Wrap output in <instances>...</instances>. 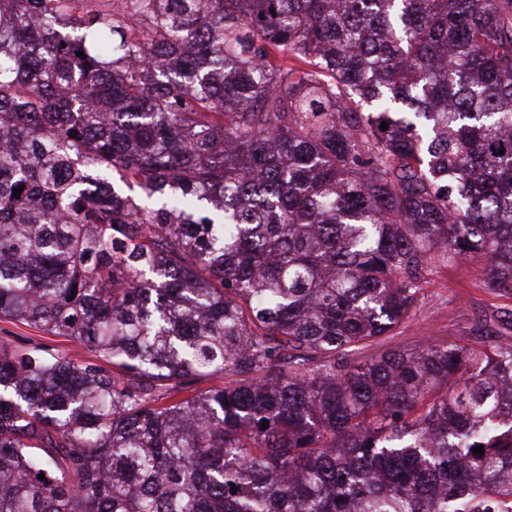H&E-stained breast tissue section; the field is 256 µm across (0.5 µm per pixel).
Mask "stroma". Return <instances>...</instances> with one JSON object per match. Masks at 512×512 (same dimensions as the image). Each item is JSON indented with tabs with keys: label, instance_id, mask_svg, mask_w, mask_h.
I'll return each mask as SVG.
<instances>
[{
	"label": "stroma",
	"instance_id": "obj_1",
	"mask_svg": "<svg viewBox=\"0 0 512 512\" xmlns=\"http://www.w3.org/2000/svg\"><path fill=\"white\" fill-rule=\"evenodd\" d=\"M481 259L461 265H435L426 277L416 308L381 350L414 349L425 337L471 341L483 319H496L498 331L512 333V296L497 295L483 284Z\"/></svg>",
	"mask_w": 512,
	"mask_h": 512
}]
</instances>
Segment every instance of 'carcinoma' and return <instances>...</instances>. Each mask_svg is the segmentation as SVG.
<instances>
[{
    "instance_id": "1",
    "label": "carcinoma",
    "mask_w": 512,
    "mask_h": 512,
    "mask_svg": "<svg viewBox=\"0 0 512 512\" xmlns=\"http://www.w3.org/2000/svg\"><path fill=\"white\" fill-rule=\"evenodd\" d=\"M463 258L512 0H0V512H512V336L354 359ZM43 335L31 328L15 325L6 320L0 319V341H5L13 345L29 347L38 342H47L46 339L39 337Z\"/></svg>"
}]
</instances>
